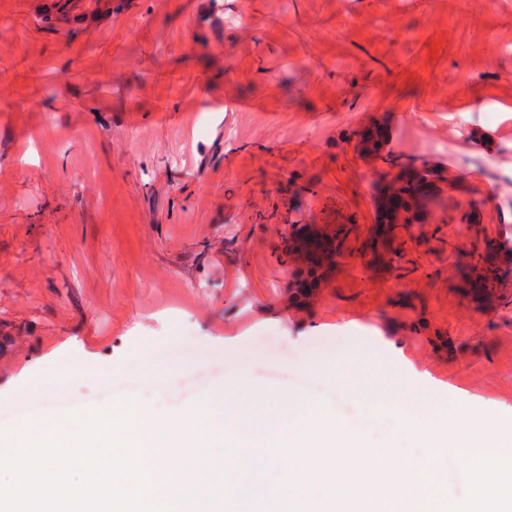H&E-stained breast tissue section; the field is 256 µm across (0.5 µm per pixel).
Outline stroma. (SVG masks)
<instances>
[{
	"label": "stroma",
	"mask_w": 512,
	"mask_h": 512,
	"mask_svg": "<svg viewBox=\"0 0 512 512\" xmlns=\"http://www.w3.org/2000/svg\"><path fill=\"white\" fill-rule=\"evenodd\" d=\"M54 3L0 0L1 432L156 421L242 372L340 428L369 373L512 413V0ZM434 164L373 244L384 185ZM303 225L349 234L300 305ZM58 364L82 375L52 392Z\"/></svg>",
	"instance_id": "35a3bbf8"
}]
</instances>
